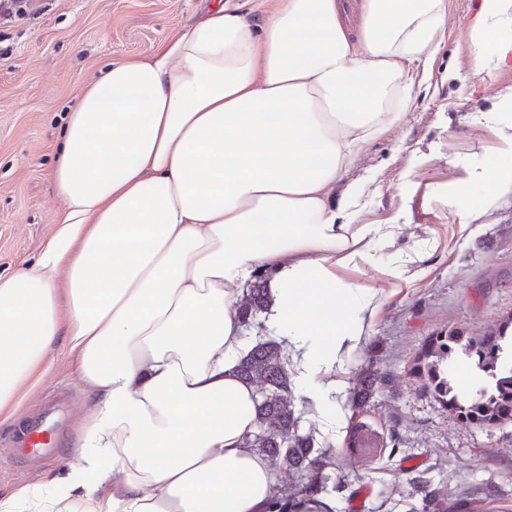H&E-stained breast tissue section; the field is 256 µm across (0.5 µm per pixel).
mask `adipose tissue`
Segmentation results:
<instances>
[{
  "instance_id": "ef3b65f1",
  "label": "adipose tissue",
  "mask_w": 512,
  "mask_h": 512,
  "mask_svg": "<svg viewBox=\"0 0 512 512\" xmlns=\"http://www.w3.org/2000/svg\"><path fill=\"white\" fill-rule=\"evenodd\" d=\"M212 6L163 47L110 63L64 120L51 180L66 209L33 264L0 277V418L16 419L56 344L92 421L68 473L0 512H291L246 441L255 388L236 303L272 273L265 325L296 369L343 384L376 288L348 277L392 224L344 219L361 145L402 120L412 63L446 0ZM474 74L512 58V0H479Z\"/></svg>"
}]
</instances>
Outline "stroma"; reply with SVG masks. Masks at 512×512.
Instances as JSON below:
<instances>
[{
  "instance_id": "35a3bbf8",
  "label": "stroma",
  "mask_w": 512,
  "mask_h": 512,
  "mask_svg": "<svg viewBox=\"0 0 512 512\" xmlns=\"http://www.w3.org/2000/svg\"><path fill=\"white\" fill-rule=\"evenodd\" d=\"M433 59L412 65L419 93L403 121L361 148L342 183L362 182L351 209L358 224H398L395 243L373 239L353 276L381 286L369 336L344 360L346 387L330 397L334 420L316 434L328 451L335 512H414L429 481V512H512V422L462 423L414 376L430 336L494 332L512 315V186L482 181L490 161L512 162V60L472 74L468 23L477 0H446ZM38 10L0 21V275L39 257L64 202L50 181L68 107L114 60L143 54L200 21L208 0H38ZM471 181L468 228L453 205L457 180ZM374 380L360 408V376ZM66 397L67 441L30 463L0 451V495L63 474L91 420L87 388L56 350L53 368L22 407L31 419Z\"/></svg>"
}]
</instances>
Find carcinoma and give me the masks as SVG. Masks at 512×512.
I'll list each match as a JSON object with an SVG mask.
<instances>
[{
  "mask_svg": "<svg viewBox=\"0 0 512 512\" xmlns=\"http://www.w3.org/2000/svg\"><path fill=\"white\" fill-rule=\"evenodd\" d=\"M270 303L264 279L259 278L238 303L242 323L262 328L260 315L268 313ZM511 329L512 317L495 334L475 337L440 332L422 349L413 372L434 400L465 424L485 428L512 421V366L504 364L505 350L512 348ZM459 355L474 361L487 377L486 386L476 394L460 391L448 373L450 362ZM238 370L243 379L256 386L257 427L247 446L259 449L285 478L311 471L309 483L297 492L323 491L329 476L323 474L321 459L312 456L313 436L298 432L299 417L290 399L288 360L282 357L278 343L258 336L241 358Z\"/></svg>",
  "mask_w": 512,
  "mask_h": 512,
  "instance_id": "carcinoma-1",
  "label": "carcinoma"
}]
</instances>
